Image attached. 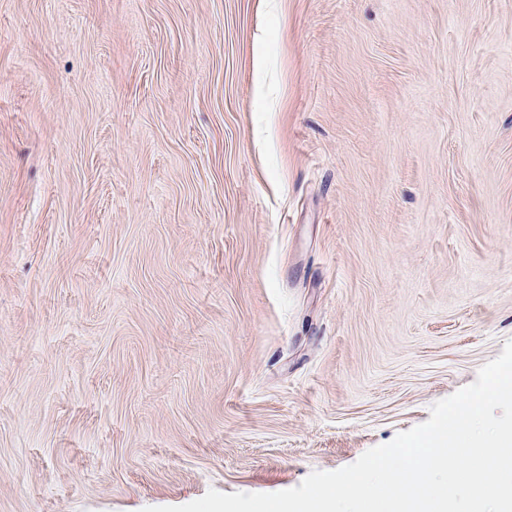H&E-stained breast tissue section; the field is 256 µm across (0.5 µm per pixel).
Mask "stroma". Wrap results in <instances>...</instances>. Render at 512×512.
<instances>
[{"label": "stroma", "mask_w": 512, "mask_h": 512, "mask_svg": "<svg viewBox=\"0 0 512 512\" xmlns=\"http://www.w3.org/2000/svg\"><path fill=\"white\" fill-rule=\"evenodd\" d=\"M512 338V0H0V512L272 493Z\"/></svg>", "instance_id": "stroma-1"}]
</instances>
